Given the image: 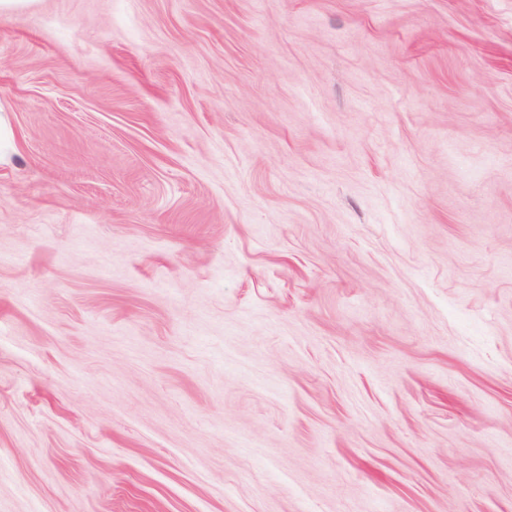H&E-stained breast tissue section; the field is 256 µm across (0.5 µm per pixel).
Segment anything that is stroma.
Here are the masks:
<instances>
[{"label":"stroma","instance_id":"35a3bbf8","mask_svg":"<svg viewBox=\"0 0 512 512\" xmlns=\"http://www.w3.org/2000/svg\"><path fill=\"white\" fill-rule=\"evenodd\" d=\"M0 117V512H512V0H36Z\"/></svg>","mask_w":512,"mask_h":512}]
</instances>
